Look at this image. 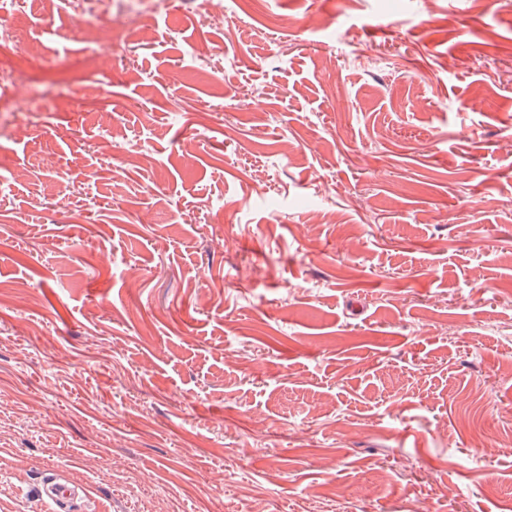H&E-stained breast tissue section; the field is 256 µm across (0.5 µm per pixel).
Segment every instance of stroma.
Returning <instances> with one entry per match:
<instances>
[{
	"label": "stroma",
	"instance_id": "obj_1",
	"mask_svg": "<svg viewBox=\"0 0 512 512\" xmlns=\"http://www.w3.org/2000/svg\"><path fill=\"white\" fill-rule=\"evenodd\" d=\"M127 9H0V512L512 506V0ZM41 495L52 500L59 510H67L66 505L76 496L77 491L66 485L48 482L40 490Z\"/></svg>",
	"mask_w": 512,
	"mask_h": 512
}]
</instances>
